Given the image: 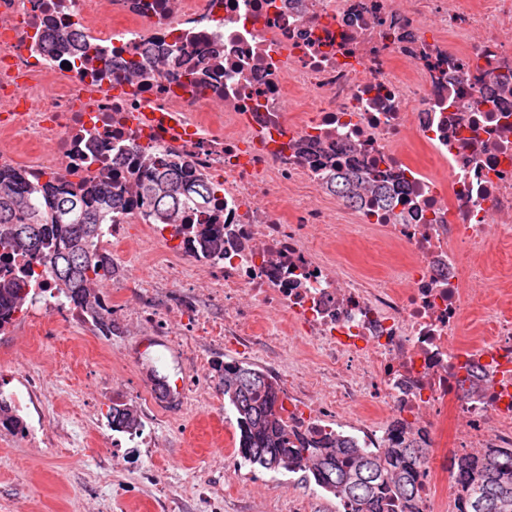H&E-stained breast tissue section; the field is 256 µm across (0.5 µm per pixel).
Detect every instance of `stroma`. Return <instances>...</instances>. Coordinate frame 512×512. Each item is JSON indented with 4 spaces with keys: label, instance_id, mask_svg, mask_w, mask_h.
<instances>
[{
    "label": "stroma",
    "instance_id": "stroma-1",
    "mask_svg": "<svg viewBox=\"0 0 512 512\" xmlns=\"http://www.w3.org/2000/svg\"><path fill=\"white\" fill-rule=\"evenodd\" d=\"M113 367L110 380L94 367ZM194 367L163 336L102 334L86 324L64 334L23 338L0 332V390L20 394L25 432H0V512H206L201 485L224 493V512H338V500L308 481L303 471L242 467L241 481L224 476L225 444L234 428L217 384L181 401L156 394V375L191 377ZM44 377L40 394L28 393L31 376ZM120 400L138 410L155 453L127 444L112 431L108 412ZM153 470L170 491L157 498L143 477Z\"/></svg>",
    "mask_w": 512,
    "mask_h": 512
}]
</instances>
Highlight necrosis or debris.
Instances as JSON below:
<instances>
[{"label": "necrosis or debris", "instance_id": "4bbe7bcc", "mask_svg": "<svg viewBox=\"0 0 512 512\" xmlns=\"http://www.w3.org/2000/svg\"><path fill=\"white\" fill-rule=\"evenodd\" d=\"M155 153L219 180L224 251L114 216L107 245L175 258L140 278L113 253L109 319L245 351L280 323L326 379L276 370L289 426L415 439L425 512H457L449 459L512 451V291L483 288L512 242V0H0V169L109 186ZM347 169L365 203L331 192ZM340 244L400 262L355 272ZM34 293L50 327L85 321Z\"/></svg>", "mask_w": 512, "mask_h": 512}]
</instances>
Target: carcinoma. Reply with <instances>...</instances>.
Returning a JSON list of instances; mask_svg holds the SVG:
<instances>
[{"label": "carcinoma", "mask_w": 512, "mask_h": 512, "mask_svg": "<svg viewBox=\"0 0 512 512\" xmlns=\"http://www.w3.org/2000/svg\"><path fill=\"white\" fill-rule=\"evenodd\" d=\"M152 169L135 182V198L115 185L94 183L76 187L50 179L44 183L24 170L0 172V264L13 254L37 259L42 274L54 281L57 298L83 310L98 329L112 333V321L102 316L97 286L112 277V259L100 250L112 216L133 207L145 209L155 224H181L192 209L205 219L217 187L192 179L175 159L157 158ZM360 174L347 170L334 176L333 187L356 198ZM204 250L224 248L217 232L202 233ZM32 271L0 274V321L33 293ZM213 369L224 392V406L235 418L237 453L253 468L278 472L303 470L315 484L338 499L345 512H422L418 481L426 449L413 439L392 448H355L333 433L307 439L288 427L277 381L255 366L216 361ZM112 430L133 434L142 426L138 410L112 403ZM0 424L23 427L0 396ZM458 512H512V452L492 448L456 460Z\"/></svg>", "instance_id": "cac0c4a2"}]
</instances>
